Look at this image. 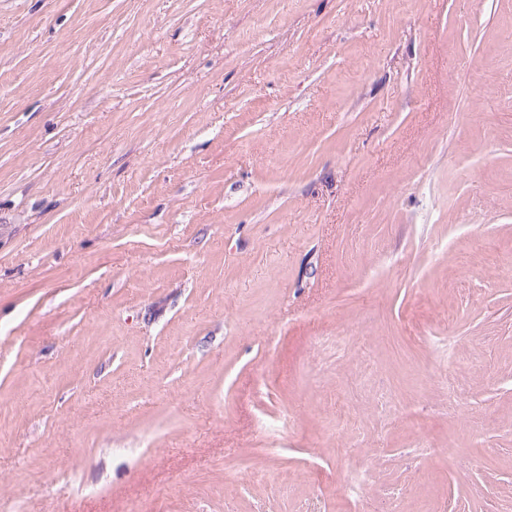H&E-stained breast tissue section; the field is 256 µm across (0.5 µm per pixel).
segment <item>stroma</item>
<instances>
[{
  "mask_svg": "<svg viewBox=\"0 0 512 512\" xmlns=\"http://www.w3.org/2000/svg\"><path fill=\"white\" fill-rule=\"evenodd\" d=\"M0 500L512 512V0H0Z\"/></svg>",
  "mask_w": 512,
  "mask_h": 512,
  "instance_id": "1",
  "label": "stroma"
}]
</instances>
